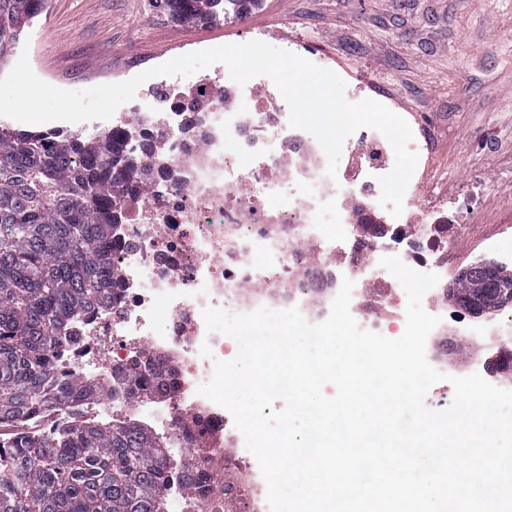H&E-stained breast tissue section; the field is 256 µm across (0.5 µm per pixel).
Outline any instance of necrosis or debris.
<instances>
[{
    "instance_id": "necrosis-or-debris-1",
    "label": "necrosis or debris",
    "mask_w": 512,
    "mask_h": 512,
    "mask_svg": "<svg viewBox=\"0 0 512 512\" xmlns=\"http://www.w3.org/2000/svg\"><path fill=\"white\" fill-rule=\"evenodd\" d=\"M200 97L205 107L185 111ZM112 132L132 150L163 156L149 188L133 187L114 229V260L122 285L113 309L73 320L58 364L73 379L108 390L97 401L71 403L67 414L33 419L40 432L54 422L82 417L111 419L132 406L122 373L132 359L158 353L181 365L178 391L158 415L159 437L178 460L167 475L164 512H269L244 440L222 407L198 394L214 363L225 360V334L208 331L203 311L216 307L246 314L266 306L299 308L312 324L328 308L308 304L323 289H354L349 310L359 327L374 333L404 322L405 291L379 261L399 257L408 267L434 272L437 287L422 299L439 317L437 336L454 335L442 303L448 267L439 254L461 228L486 224L490 210L474 187L437 204L423 217L413 209L422 177L413 174L395 217L379 203L380 176L395 165L394 151L377 130L363 128L343 143L336 178L309 133L292 128L289 107L265 75L237 84L225 65L212 75L149 88L146 98L121 105ZM367 225L359 235L355 225ZM210 356H202L201 347ZM211 442L206 460L198 441Z\"/></svg>"
}]
</instances>
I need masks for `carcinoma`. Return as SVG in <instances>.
Instances as JSON below:
<instances>
[{
    "instance_id": "carcinoma-1",
    "label": "carcinoma",
    "mask_w": 512,
    "mask_h": 512,
    "mask_svg": "<svg viewBox=\"0 0 512 512\" xmlns=\"http://www.w3.org/2000/svg\"><path fill=\"white\" fill-rule=\"evenodd\" d=\"M258 0H156L173 19L205 23L217 8L238 17ZM46 0H0V64ZM139 157L117 137L25 132L0 124V432L45 407L92 400L93 381L68 386L53 379L51 357L67 343L73 319L110 307L119 288L112 229L122 216L128 180ZM512 284V270L476 263L443 289V300H467L492 312L491 281ZM164 355L135 361L124 376L132 396L166 397L177 390ZM512 376V341L488 363ZM170 455L148 426L86 419L44 435L0 440V512H164Z\"/></svg>"
}]
</instances>
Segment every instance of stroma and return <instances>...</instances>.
<instances>
[{
  "instance_id": "obj_1",
  "label": "stroma",
  "mask_w": 512,
  "mask_h": 512,
  "mask_svg": "<svg viewBox=\"0 0 512 512\" xmlns=\"http://www.w3.org/2000/svg\"><path fill=\"white\" fill-rule=\"evenodd\" d=\"M258 32L281 49L319 51L370 99L394 96L412 111L432 151L422 196L512 186V0H260L242 18L207 24L175 21L155 0H48L24 38L39 78L81 90ZM488 259L512 269V206L496 223L471 225L448 250L454 272ZM500 340L465 337L473 358L449 364L428 407H449L450 377L485 373Z\"/></svg>"
}]
</instances>
